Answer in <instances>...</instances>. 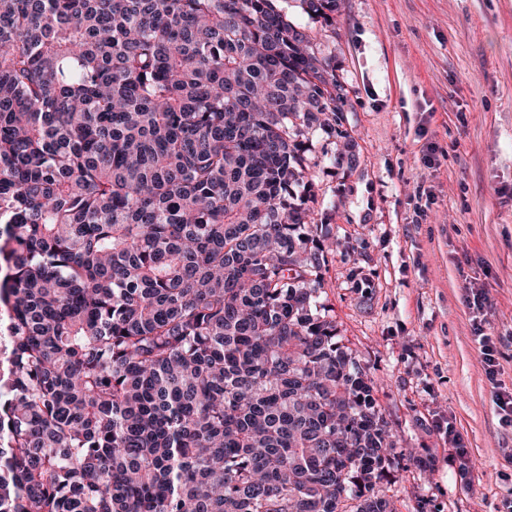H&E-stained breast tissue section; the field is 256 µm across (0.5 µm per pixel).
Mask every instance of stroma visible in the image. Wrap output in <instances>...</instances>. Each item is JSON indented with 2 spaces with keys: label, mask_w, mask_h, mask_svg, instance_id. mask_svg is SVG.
I'll list each match as a JSON object with an SVG mask.
<instances>
[{
  "label": "stroma",
  "mask_w": 512,
  "mask_h": 512,
  "mask_svg": "<svg viewBox=\"0 0 512 512\" xmlns=\"http://www.w3.org/2000/svg\"><path fill=\"white\" fill-rule=\"evenodd\" d=\"M318 34L348 90L355 161L311 138L313 216L331 225L323 300L376 383L402 457L426 460L383 490L396 512H505L512 429V0H338ZM480 288L482 318L466 306ZM498 349L489 381L474 327ZM465 451L449 462L443 431Z\"/></svg>",
  "instance_id": "1"
}]
</instances>
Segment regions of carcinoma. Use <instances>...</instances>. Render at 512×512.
I'll return each mask as SVG.
<instances>
[{"label":"carcinoma","instance_id":"obj_1","mask_svg":"<svg viewBox=\"0 0 512 512\" xmlns=\"http://www.w3.org/2000/svg\"><path fill=\"white\" fill-rule=\"evenodd\" d=\"M346 100L279 0H0V512H394L295 191Z\"/></svg>","mask_w":512,"mask_h":512}]
</instances>
